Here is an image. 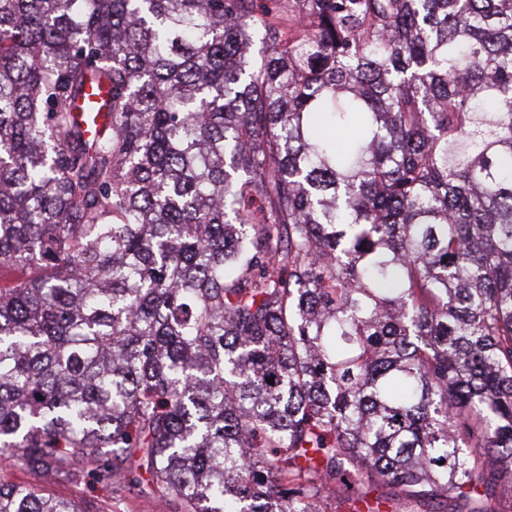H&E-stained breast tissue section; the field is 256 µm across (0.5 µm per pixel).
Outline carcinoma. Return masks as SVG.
<instances>
[{
    "label": "carcinoma",
    "mask_w": 512,
    "mask_h": 512,
    "mask_svg": "<svg viewBox=\"0 0 512 512\" xmlns=\"http://www.w3.org/2000/svg\"><path fill=\"white\" fill-rule=\"evenodd\" d=\"M2 267L0 512H503L512 0H0ZM47 487L62 497H94L101 512H155L147 501H144L135 492L128 490H122L116 495L112 494L111 498L99 488L92 489L84 485L75 487L59 480Z\"/></svg>",
    "instance_id": "obj_1"
}]
</instances>
